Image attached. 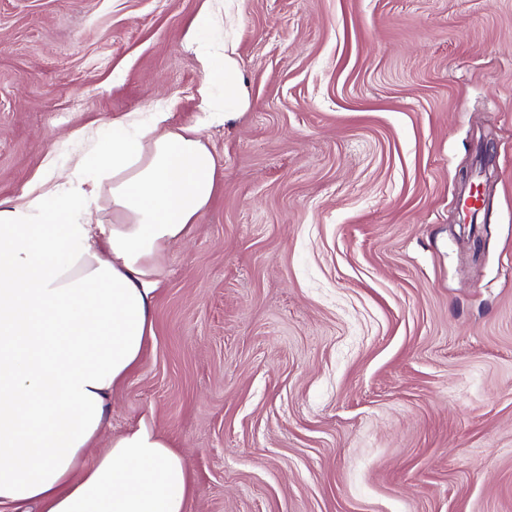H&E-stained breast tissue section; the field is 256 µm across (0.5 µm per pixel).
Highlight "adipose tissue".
I'll list each match as a JSON object with an SVG mask.
<instances>
[{
	"instance_id": "ef3b65f1",
	"label": "adipose tissue",
	"mask_w": 512,
	"mask_h": 512,
	"mask_svg": "<svg viewBox=\"0 0 512 512\" xmlns=\"http://www.w3.org/2000/svg\"><path fill=\"white\" fill-rule=\"evenodd\" d=\"M74 169L0 209V508L185 512L188 467L152 421L105 432L154 335L160 260L209 204L215 160L199 128L157 112L137 133L113 128Z\"/></svg>"
}]
</instances>
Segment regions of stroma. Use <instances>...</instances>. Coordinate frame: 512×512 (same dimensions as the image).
Returning <instances> with one entry per match:
<instances>
[{"mask_svg":"<svg viewBox=\"0 0 512 512\" xmlns=\"http://www.w3.org/2000/svg\"><path fill=\"white\" fill-rule=\"evenodd\" d=\"M156 107L216 190L108 435L151 419L186 512H512V0H0V204ZM224 48V121L232 120L239 112H232L243 103L241 82L237 80L238 62L232 51Z\"/></svg>","mask_w":512,"mask_h":512,"instance_id":"obj_1","label":"stroma"}]
</instances>
